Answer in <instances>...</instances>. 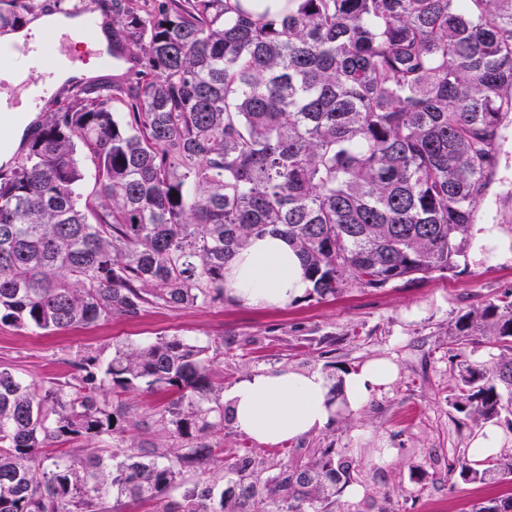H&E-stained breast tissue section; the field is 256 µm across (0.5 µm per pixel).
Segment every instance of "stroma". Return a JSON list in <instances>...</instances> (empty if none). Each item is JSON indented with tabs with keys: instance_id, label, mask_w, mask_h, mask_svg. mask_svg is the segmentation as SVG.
I'll list each match as a JSON object with an SVG mask.
<instances>
[{
	"instance_id": "stroma-1",
	"label": "stroma",
	"mask_w": 512,
	"mask_h": 512,
	"mask_svg": "<svg viewBox=\"0 0 512 512\" xmlns=\"http://www.w3.org/2000/svg\"><path fill=\"white\" fill-rule=\"evenodd\" d=\"M498 175L477 214L499 243L490 259L462 261L456 272L396 281L382 288L346 287L336 296L304 297L285 308H262L220 298L180 308L147 306L135 318L115 315L98 324L39 334L0 323V366L26 381H66L77 354L111 356L116 347L177 335L205 346L220 340L212 378L231 387L243 375L275 368H312L337 375L365 361L390 357L397 380L375 393L356 413H344L297 445L303 450L333 447L352 457L357 495L340 492L334 512H472L496 492L463 482L448 470L467 456L476 417L454 407L460 362L493 369L503 352L485 336L457 344L456 318L502 292L512 290V122L503 131ZM110 407L131 405L154 416L172 400L169 392L140 383L106 390ZM214 460L209 471H188L184 486L214 480L235 454L249 449L274 467L267 445L239 433L233 424L209 436Z\"/></svg>"
}]
</instances>
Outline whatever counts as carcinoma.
Returning <instances> with one entry per match:
<instances>
[{
    "label": "carcinoma",
    "instance_id": "1",
    "mask_svg": "<svg viewBox=\"0 0 512 512\" xmlns=\"http://www.w3.org/2000/svg\"><path fill=\"white\" fill-rule=\"evenodd\" d=\"M36 8L0 0V29H22ZM119 36L140 66L134 89L74 90L0 168L1 323L60 331L206 304L224 296L226 259L266 233L288 239L322 298L444 275L466 257L512 115V0H288L286 14L157 0L147 16L112 0ZM479 333L512 352V291L458 316L459 340ZM211 364L209 347L173 335L105 362L83 355L65 382L0 368V512H112L123 497L161 512H328L357 471L330 447L304 463L294 448L274 474L245 452L228 488L173 495L230 421ZM136 381L177 394L157 423L180 442L131 443L120 460L105 448L145 420L101 396ZM454 391L458 411L499 419L512 357L492 372L464 366ZM75 438L94 453L38 459ZM448 471L503 484L512 456ZM475 512H512V493Z\"/></svg>",
    "mask_w": 512,
    "mask_h": 512
}]
</instances>
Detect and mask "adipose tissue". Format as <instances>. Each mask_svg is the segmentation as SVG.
<instances>
[{"instance_id":"obj_1","label":"adipose tissue","mask_w":512,"mask_h":512,"mask_svg":"<svg viewBox=\"0 0 512 512\" xmlns=\"http://www.w3.org/2000/svg\"><path fill=\"white\" fill-rule=\"evenodd\" d=\"M224 293L253 307L285 308L310 288L300 257L288 242L267 234L251 239L224 269ZM397 377L388 358L366 361L332 381L319 370L269 369L240 378L224 394L234 427L266 445L324 429L342 413L360 411Z\"/></svg>"}]
</instances>
